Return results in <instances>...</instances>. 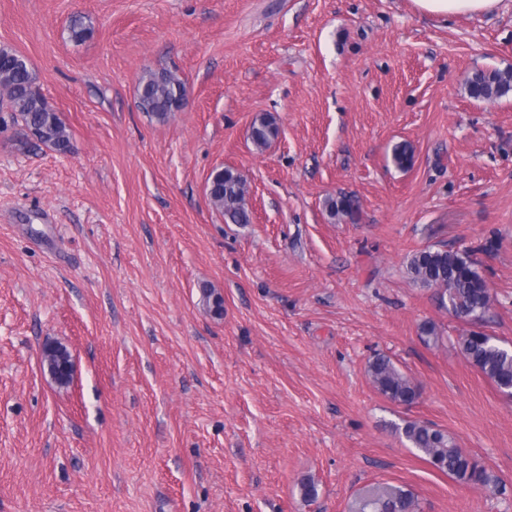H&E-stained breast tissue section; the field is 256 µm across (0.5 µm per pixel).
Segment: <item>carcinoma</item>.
Segmentation results:
<instances>
[{"mask_svg":"<svg viewBox=\"0 0 512 512\" xmlns=\"http://www.w3.org/2000/svg\"><path fill=\"white\" fill-rule=\"evenodd\" d=\"M180 89H185V83L175 74L149 72L139 82L140 109L164 121L178 110L176 92ZM466 89L470 97L477 100L505 97L512 93V70H477L467 79ZM0 92L18 107L15 119L42 144L60 153L71 151L70 133L37 88L30 64L15 50L4 46L0 47ZM277 134L278 127L270 118L261 119L251 128V139L259 149L266 148ZM413 158L409 144L403 142L393 148L392 159L398 168L411 167ZM245 183V177L232 168L217 169L208 178L210 203L227 224L251 223ZM325 206L334 218H347L352 222L359 218V206L349 196L329 198ZM407 271L415 284L438 288L442 307L456 315L477 312L484 315L489 309L490 288L468 250H418L408 258ZM456 344L463 357L499 391L512 389V349L482 331L460 336ZM44 364L58 382H69L72 364L66 348H45ZM367 373L376 390L395 404L411 405L419 398L417 386L385 355L369 361ZM402 435L424 459L455 480L480 487L497 484L496 476L459 448L448 433L428 424L408 422L402 428ZM358 512H419V505L412 495L401 490L374 487L360 501Z\"/></svg>","mask_w":512,"mask_h":512,"instance_id":"1","label":"carcinoma"}]
</instances>
